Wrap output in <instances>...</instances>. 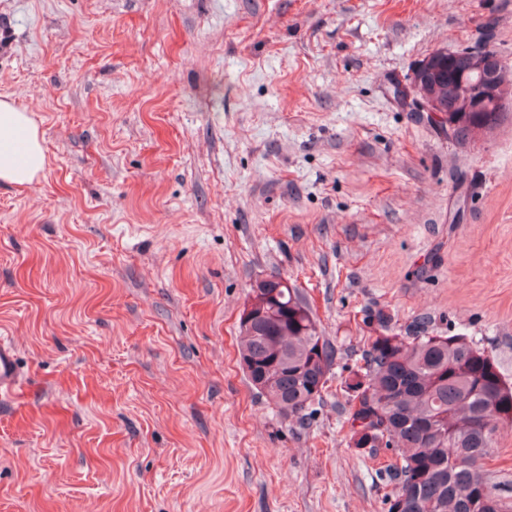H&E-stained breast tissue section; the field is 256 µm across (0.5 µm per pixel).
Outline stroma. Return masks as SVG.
Listing matches in <instances>:
<instances>
[{"instance_id": "1", "label": "stroma", "mask_w": 512, "mask_h": 512, "mask_svg": "<svg viewBox=\"0 0 512 512\" xmlns=\"http://www.w3.org/2000/svg\"><path fill=\"white\" fill-rule=\"evenodd\" d=\"M512 68V0H0V96L47 164L0 187V512H386L343 382L384 310L512 382V111L461 145L431 52ZM280 275L339 354L306 427L240 365ZM22 386V370L14 348L0 337V398H11Z\"/></svg>"}]
</instances>
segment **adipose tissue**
I'll return each instance as SVG.
<instances>
[{
    "instance_id": "adipose-tissue-1",
    "label": "adipose tissue",
    "mask_w": 512,
    "mask_h": 512,
    "mask_svg": "<svg viewBox=\"0 0 512 512\" xmlns=\"http://www.w3.org/2000/svg\"><path fill=\"white\" fill-rule=\"evenodd\" d=\"M46 165L38 128L27 111L12 99L0 98V184L33 182Z\"/></svg>"
}]
</instances>
